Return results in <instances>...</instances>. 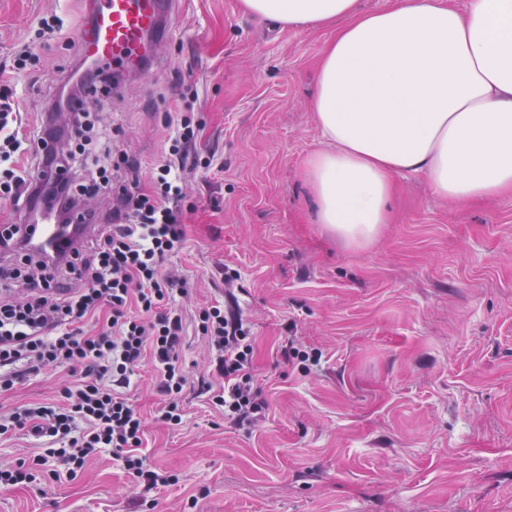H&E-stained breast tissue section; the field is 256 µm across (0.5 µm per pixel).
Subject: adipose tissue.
<instances>
[{"label":"adipose tissue","mask_w":512,"mask_h":512,"mask_svg":"<svg viewBox=\"0 0 512 512\" xmlns=\"http://www.w3.org/2000/svg\"><path fill=\"white\" fill-rule=\"evenodd\" d=\"M356 3L240 0L258 19L336 29L313 103L326 147L306 161L317 222L373 239L406 172L456 201L512 193V0Z\"/></svg>","instance_id":"adipose-tissue-1"}]
</instances>
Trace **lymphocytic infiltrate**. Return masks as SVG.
Returning <instances> with one entry per match:
<instances>
[{
  "instance_id": "1",
  "label": "lymphocytic infiltrate",
  "mask_w": 512,
  "mask_h": 512,
  "mask_svg": "<svg viewBox=\"0 0 512 512\" xmlns=\"http://www.w3.org/2000/svg\"><path fill=\"white\" fill-rule=\"evenodd\" d=\"M10 80L0 69V200L30 207L47 196L67 212L108 189L116 204L112 228L88 252L73 250L65 263L77 287L62 288L47 260L26 253L22 267H0L1 280L27 285L25 293L0 301V392L12 390L26 373L66 368L77 374L61 399L0 413V437L41 442L27 457L0 464V487L28 485L40 474L76 478L91 457L104 452L144 478L148 488L176 484L175 476L146 469L145 421L126 390L138 367L151 360L165 401L160 419L181 424L179 399L188 374L181 358L185 324L175 302L187 290L185 279L164 262L184 239L178 204L185 174L212 166L214 159L197 153L188 117L171 118L165 154L149 181L141 182L139 166L128 156H121L116 169L100 165L88 148L92 125L86 113H74L65 128H48L61 110L55 101L27 123ZM105 307L112 311L106 324L89 334L77 329V322ZM196 323L208 346L209 368L224 380L213 404L231 425L259 421L267 404L255 386L248 327L218 305L200 309Z\"/></svg>"
}]
</instances>
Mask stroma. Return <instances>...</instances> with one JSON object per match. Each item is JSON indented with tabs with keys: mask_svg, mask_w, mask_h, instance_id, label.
I'll use <instances>...</instances> for the list:
<instances>
[{
	"mask_svg": "<svg viewBox=\"0 0 512 512\" xmlns=\"http://www.w3.org/2000/svg\"><path fill=\"white\" fill-rule=\"evenodd\" d=\"M51 14L60 26L40 36ZM86 19L85 0H0V64L33 53L12 84L22 112L75 65ZM170 23L147 70L88 95L96 150L147 169L168 112L198 126L197 151L218 165L188 173L185 237L166 265L190 282L185 314L218 303L249 323L269 412L255 427L225 423L194 327L180 426L160 421L144 363L128 390L143 451L178 479L153 491L152 512H512V197L460 203L399 174L378 237H336L304 176L324 146L313 99L334 29L260 20L239 0H188ZM289 344L319 363L286 361ZM71 379L28 377L0 393V410L56 398ZM142 495L103 453L75 480L0 490V512H141Z\"/></svg>",
	"mask_w": 512,
	"mask_h": 512,
	"instance_id": "stroma-1",
	"label": "stroma"
}]
</instances>
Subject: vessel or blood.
Instances as JSON below:
<instances>
[{
	"mask_svg": "<svg viewBox=\"0 0 512 512\" xmlns=\"http://www.w3.org/2000/svg\"><path fill=\"white\" fill-rule=\"evenodd\" d=\"M173 6V0H89L88 25L78 33L86 59L138 68L169 36ZM93 230L90 224L58 223L53 210L46 207L26 232L25 246L35 256L54 249L65 238L77 247Z\"/></svg>",
	"mask_w": 512,
	"mask_h": 512,
	"instance_id": "b4317fda",
	"label": "vessel or blood"
}]
</instances>
